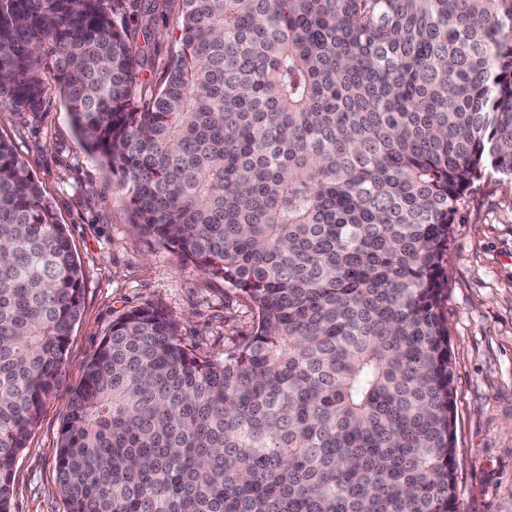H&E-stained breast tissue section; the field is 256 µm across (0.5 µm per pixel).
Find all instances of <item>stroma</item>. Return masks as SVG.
Instances as JSON below:
<instances>
[{"mask_svg":"<svg viewBox=\"0 0 512 512\" xmlns=\"http://www.w3.org/2000/svg\"><path fill=\"white\" fill-rule=\"evenodd\" d=\"M180 0H129L119 21L134 33L139 79L153 86L178 49ZM10 141L65 224L83 275L62 384L47 400L14 474L12 512H67L56 457L68 391L113 322L152 307L173 315L184 346L203 359L250 336L242 291L184 263L132 224L116 178L79 145L63 98L49 85L40 111L0 105ZM443 311L453 359L459 512H512V183L489 174L462 198L445 257Z\"/></svg>","mask_w":512,"mask_h":512,"instance_id":"1","label":"stroma"}]
</instances>
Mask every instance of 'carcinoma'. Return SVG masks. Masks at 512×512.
Here are the masks:
<instances>
[{
    "label": "carcinoma",
    "instance_id": "carcinoma-1",
    "mask_svg": "<svg viewBox=\"0 0 512 512\" xmlns=\"http://www.w3.org/2000/svg\"><path fill=\"white\" fill-rule=\"evenodd\" d=\"M142 86L106 0H0V105L45 61L134 223L241 290L254 334L201 359L154 308L68 392V512H458L448 252L512 178V0H181ZM83 275L0 137V512L62 383Z\"/></svg>",
    "mask_w": 512,
    "mask_h": 512
}]
</instances>
